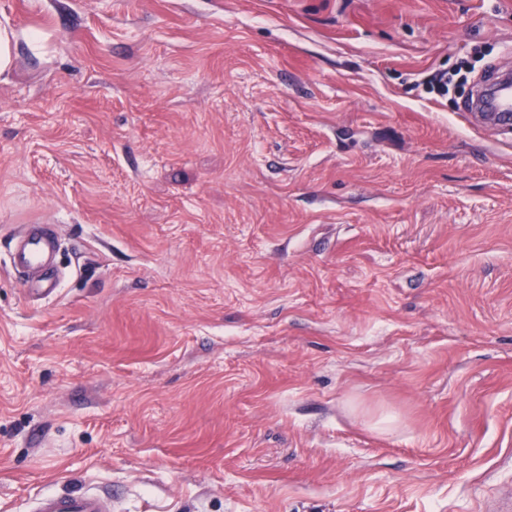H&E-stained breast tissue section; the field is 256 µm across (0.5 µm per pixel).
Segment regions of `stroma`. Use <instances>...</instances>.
<instances>
[{"mask_svg":"<svg viewBox=\"0 0 512 512\" xmlns=\"http://www.w3.org/2000/svg\"><path fill=\"white\" fill-rule=\"evenodd\" d=\"M0 512H493L512 0H0ZM468 65L439 95L430 75ZM56 232L58 295L10 268ZM46 40L47 36L41 29L31 27L19 31L11 28L6 20L5 24L0 26V76L12 71L20 41L36 50L43 48ZM487 84H493L492 91H499L493 103H489L491 112H474V114L485 123L512 130V89L509 96L507 87H501L502 81L497 80L496 77L490 79ZM30 512H112V501L88 489L55 491L34 498Z\"/></svg>","mask_w":512,"mask_h":512,"instance_id":"obj_1","label":"stroma"}]
</instances>
